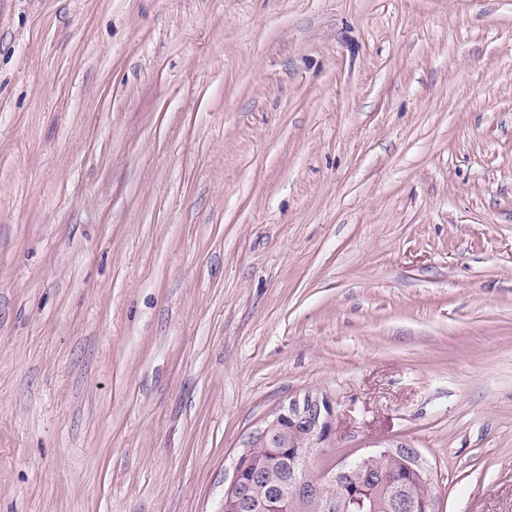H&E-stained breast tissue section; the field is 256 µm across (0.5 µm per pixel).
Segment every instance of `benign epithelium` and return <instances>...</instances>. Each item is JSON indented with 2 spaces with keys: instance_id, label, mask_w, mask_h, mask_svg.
I'll use <instances>...</instances> for the list:
<instances>
[{
  "instance_id": "obj_1",
  "label": "benign epithelium",
  "mask_w": 512,
  "mask_h": 512,
  "mask_svg": "<svg viewBox=\"0 0 512 512\" xmlns=\"http://www.w3.org/2000/svg\"><path fill=\"white\" fill-rule=\"evenodd\" d=\"M333 434V406L326 397L308 396L273 411L236 460L231 482L224 489V512L253 508L261 512H376L374 499L337 496L335 490L367 477L371 464L381 457L395 458L414 472L428 489L425 512H435L432 471L411 447H384L344 462L334 471L312 472L313 456ZM287 451L291 461L285 481L275 479L267 466L254 462L256 456L278 457ZM251 486L264 490L263 495L248 497Z\"/></svg>"
}]
</instances>
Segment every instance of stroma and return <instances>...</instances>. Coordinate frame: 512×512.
<instances>
[{"label": "stroma", "instance_id": "1", "mask_svg": "<svg viewBox=\"0 0 512 512\" xmlns=\"http://www.w3.org/2000/svg\"><path fill=\"white\" fill-rule=\"evenodd\" d=\"M310 393L512 512V0H0V512H223Z\"/></svg>", "mask_w": 512, "mask_h": 512}]
</instances>
